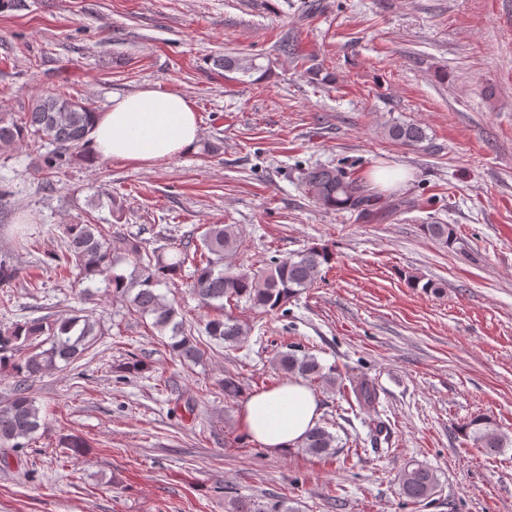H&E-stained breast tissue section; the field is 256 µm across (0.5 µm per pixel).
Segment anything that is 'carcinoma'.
<instances>
[{
	"label": "carcinoma",
	"mask_w": 512,
	"mask_h": 512,
	"mask_svg": "<svg viewBox=\"0 0 512 512\" xmlns=\"http://www.w3.org/2000/svg\"><path fill=\"white\" fill-rule=\"evenodd\" d=\"M224 70L249 73L260 66L243 62L234 56H224ZM96 111L83 99L65 90L41 94L32 99L27 111L18 117L0 116V146L16 145L33 135L50 146L42 155V168L57 171L84 156L83 147L90 141ZM387 136L405 146H417L426 140L423 127L417 123L395 122L388 126ZM305 185L314 201L321 207L350 210L361 220L374 216V198L368 189L339 166L315 167L307 171ZM423 230L430 238L452 247L457 242L448 224H425ZM64 251L51 257V261L68 271H77L78 281L87 283L84 295L100 293L128 297L135 309L151 316L153 326L169 333V347L179 358L196 362L203 356L195 337L186 334L184 322L173 302L156 292L164 280L181 275L187 263L193 260L186 249H177L168 257L156 251L143 258L137 243L120 235L106 233L101 224H68L64 228ZM237 241V232L230 225L213 224L203 238L204 250L194 264L191 289L206 307L224 308V303L246 301L264 312L277 310L288 303L290 297L310 288L321 278L322 267L332 256L327 248L313 244L270 266L253 271L224 270V253ZM132 257L133 269L129 274L117 272L124 256ZM204 332L210 340L231 346L238 345L247 335L244 325L226 313L205 324ZM98 335L97 323L74 312L64 317L17 323L0 331V377L14 380L10 399L0 403V445L18 448L29 441L42 426L40 407L27 395L29 381L58 367L78 360ZM42 349L33 347L39 337ZM278 370L285 375L318 381L330 387H341L343 380L336 372L321 365L318 359L291 343L287 350L276 356ZM358 401L366 405L378 403L376 388L369 379L351 380ZM462 432L479 448L496 451L507 445L488 417H476L461 425ZM335 437L323 426L313 428L302 443L305 451L326 457L336 454ZM400 494L406 501L419 504L430 498L439 485L436 473L430 468L410 463L398 474ZM226 512H289L280 499L263 501L243 495L229 496Z\"/></svg>",
	"instance_id": "carcinoma-1"
}]
</instances>
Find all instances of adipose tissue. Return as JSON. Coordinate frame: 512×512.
Here are the masks:
<instances>
[{
    "label": "adipose tissue",
    "mask_w": 512,
    "mask_h": 512,
    "mask_svg": "<svg viewBox=\"0 0 512 512\" xmlns=\"http://www.w3.org/2000/svg\"><path fill=\"white\" fill-rule=\"evenodd\" d=\"M198 134L189 99L146 87L113 96L111 107L99 113L91 138L101 158L150 166L191 148ZM320 416L316 395L302 380L292 378L252 394L242 405L241 425L252 439L278 454L299 447Z\"/></svg>",
    "instance_id": "adipose-tissue-1"
}]
</instances>
